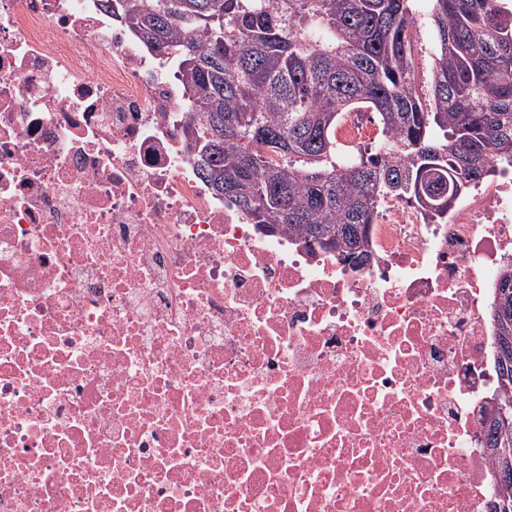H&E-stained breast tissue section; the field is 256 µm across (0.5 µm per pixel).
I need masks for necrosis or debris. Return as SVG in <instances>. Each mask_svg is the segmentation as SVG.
<instances>
[{
    "mask_svg": "<svg viewBox=\"0 0 512 512\" xmlns=\"http://www.w3.org/2000/svg\"><path fill=\"white\" fill-rule=\"evenodd\" d=\"M101 0H0V512H490L512 171L357 268L196 173Z\"/></svg>",
    "mask_w": 512,
    "mask_h": 512,
    "instance_id": "1",
    "label": "necrosis or debris"
}]
</instances>
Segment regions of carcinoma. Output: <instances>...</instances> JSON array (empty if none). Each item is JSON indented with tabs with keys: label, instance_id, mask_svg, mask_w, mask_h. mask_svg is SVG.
<instances>
[{
	"label": "carcinoma",
	"instance_id": "obj_1",
	"mask_svg": "<svg viewBox=\"0 0 512 512\" xmlns=\"http://www.w3.org/2000/svg\"><path fill=\"white\" fill-rule=\"evenodd\" d=\"M413 0H121V23L177 61L198 174L271 231L350 265L371 260L388 199L445 224L470 188L512 164V3L430 0L435 59L420 78ZM371 111L382 140L351 158L333 136ZM495 364L512 414V264L494 286ZM484 424L512 512V426Z\"/></svg>",
	"mask_w": 512,
	"mask_h": 512
}]
</instances>
